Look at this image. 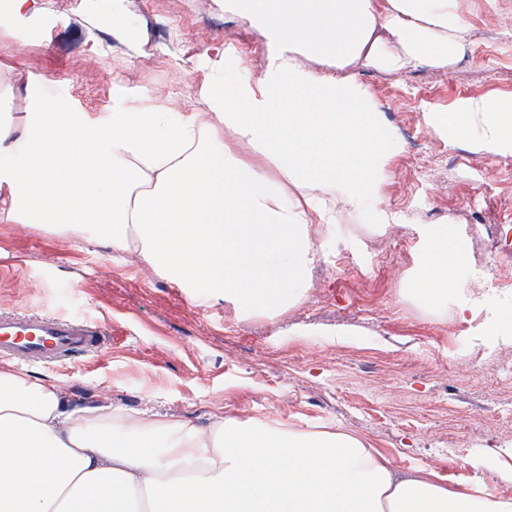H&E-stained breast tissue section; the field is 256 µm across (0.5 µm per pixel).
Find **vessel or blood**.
<instances>
[{"label": "vessel or blood", "instance_id": "1", "mask_svg": "<svg viewBox=\"0 0 512 512\" xmlns=\"http://www.w3.org/2000/svg\"><path fill=\"white\" fill-rule=\"evenodd\" d=\"M101 327L49 313H0V358L24 363H63L92 353Z\"/></svg>", "mask_w": 512, "mask_h": 512}]
</instances>
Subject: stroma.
Wrapping results in <instances>:
<instances>
[{
    "label": "stroma",
    "mask_w": 512,
    "mask_h": 512,
    "mask_svg": "<svg viewBox=\"0 0 512 512\" xmlns=\"http://www.w3.org/2000/svg\"><path fill=\"white\" fill-rule=\"evenodd\" d=\"M42 2L37 20L16 25L12 60L56 76L47 95L88 112L111 111L117 83L191 110L216 55L232 77L244 66L261 72L284 50L228 0H121L131 47L111 33L108 0ZM458 4L467 44L448 66L356 68L404 143L386 188L396 221L379 230L365 214L322 231L304 302L273 321L242 319L85 240L0 223V312L59 313L106 333L86 357L20 371L200 427L220 409L346 430L400 471L433 468L512 496L498 474L500 454L512 450V343L477 336L474 323L406 294L421 228L451 221L468 237L481 293L512 299V157L448 143L429 117L459 95L512 92V0ZM95 37L111 54L90 53ZM477 457L485 464L475 469Z\"/></svg>",
    "instance_id": "35a3bbf8"
}]
</instances>
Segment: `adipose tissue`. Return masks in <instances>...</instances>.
<instances>
[{"mask_svg": "<svg viewBox=\"0 0 512 512\" xmlns=\"http://www.w3.org/2000/svg\"><path fill=\"white\" fill-rule=\"evenodd\" d=\"M288 50L225 78L191 112L119 89L83 112L28 76L32 112L0 121V223L36 225L142 266L192 297L275 320L307 297L319 225L385 206L403 143L351 68L442 67L466 43L456 0H230ZM336 65L327 78L306 60ZM449 142L512 156V92L431 112ZM409 295L481 336L512 337V301L468 286L454 225L426 227ZM0 512H512V498L429 469L405 474L343 430L211 414L198 428L77 400L64 379L0 364Z\"/></svg>", "mask_w": 512, "mask_h": 512, "instance_id": "ef3b65f1", "label": "adipose tissue"}]
</instances>
